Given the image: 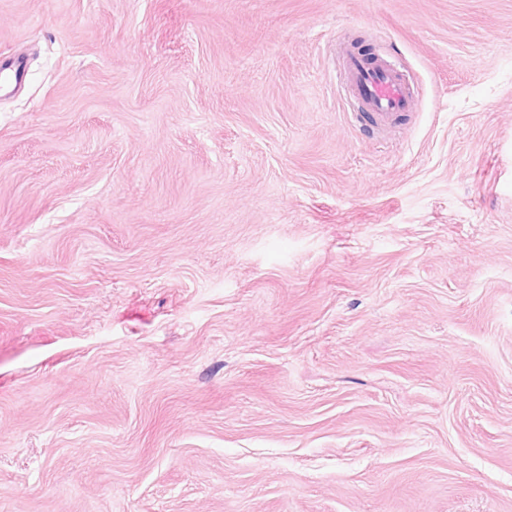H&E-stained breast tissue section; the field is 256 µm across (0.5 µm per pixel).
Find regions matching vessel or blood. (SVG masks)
Returning a JSON list of instances; mask_svg holds the SVG:
<instances>
[{
  "instance_id": "b4317fda",
  "label": "vessel or blood",
  "mask_w": 512,
  "mask_h": 512,
  "mask_svg": "<svg viewBox=\"0 0 512 512\" xmlns=\"http://www.w3.org/2000/svg\"><path fill=\"white\" fill-rule=\"evenodd\" d=\"M340 75L349 94L362 107L354 125L366 137L385 136L395 121L409 112L413 92L400 72L386 61L379 59L369 65L348 51Z\"/></svg>"
}]
</instances>
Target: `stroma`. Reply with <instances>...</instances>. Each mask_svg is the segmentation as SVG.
Segmentation results:
<instances>
[{
	"mask_svg": "<svg viewBox=\"0 0 512 512\" xmlns=\"http://www.w3.org/2000/svg\"><path fill=\"white\" fill-rule=\"evenodd\" d=\"M17 55L0 512H512V0H0ZM347 91L361 105L355 127L366 137H385L394 122L410 111L413 92L400 72L382 59L367 65L359 55L345 51L340 70Z\"/></svg>",
	"mask_w": 512,
	"mask_h": 512,
	"instance_id": "obj_1",
	"label": "stroma"
}]
</instances>
